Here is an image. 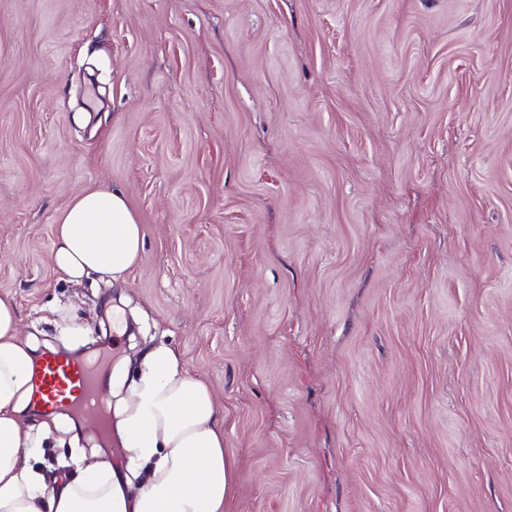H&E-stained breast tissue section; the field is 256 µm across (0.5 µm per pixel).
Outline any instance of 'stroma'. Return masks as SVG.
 I'll list each match as a JSON object with an SVG mask.
<instances>
[{
    "instance_id": "1",
    "label": "stroma",
    "mask_w": 512,
    "mask_h": 512,
    "mask_svg": "<svg viewBox=\"0 0 512 512\" xmlns=\"http://www.w3.org/2000/svg\"><path fill=\"white\" fill-rule=\"evenodd\" d=\"M98 188L143 233L99 337L50 258ZM0 296L107 382L179 352L224 512H512V0H0Z\"/></svg>"
}]
</instances>
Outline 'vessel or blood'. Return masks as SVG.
<instances>
[{"mask_svg": "<svg viewBox=\"0 0 512 512\" xmlns=\"http://www.w3.org/2000/svg\"><path fill=\"white\" fill-rule=\"evenodd\" d=\"M33 408L38 412L62 409L100 411V428L111 424L104 415L106 394L98 371L90 364L64 353L34 361L31 369Z\"/></svg>", "mask_w": 512, "mask_h": 512, "instance_id": "1", "label": "vessel or blood"}]
</instances>
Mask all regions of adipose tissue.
Wrapping results in <instances>:
<instances>
[{
	"label": "adipose tissue",
	"instance_id": "adipose-tissue-1",
	"mask_svg": "<svg viewBox=\"0 0 512 512\" xmlns=\"http://www.w3.org/2000/svg\"><path fill=\"white\" fill-rule=\"evenodd\" d=\"M143 248L136 215L120 193L75 195L57 219L51 254L57 273L77 282L95 274L124 283ZM35 346L20 334L14 301L0 297V512H224L234 467L224 453L212 388L174 349L141 351L112 374V431L126 453L86 463L72 448L63 476L39 467L46 438L66 432L58 417L24 424Z\"/></svg>",
	"mask_w": 512,
	"mask_h": 512
}]
</instances>
